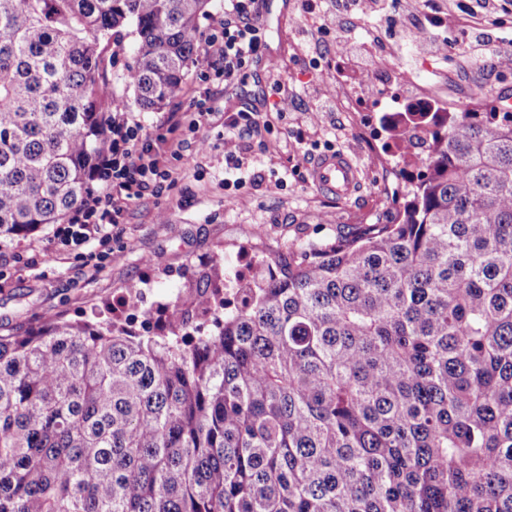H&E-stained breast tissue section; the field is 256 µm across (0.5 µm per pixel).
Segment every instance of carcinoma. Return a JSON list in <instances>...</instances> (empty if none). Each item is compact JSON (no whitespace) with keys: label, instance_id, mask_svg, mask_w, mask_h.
<instances>
[{"label":"carcinoma","instance_id":"carcinoma-1","mask_svg":"<svg viewBox=\"0 0 512 512\" xmlns=\"http://www.w3.org/2000/svg\"><path fill=\"white\" fill-rule=\"evenodd\" d=\"M211 0H0V239L87 195L122 102L179 89ZM392 224L302 247L193 338L166 306L0 334V512H512V112H385ZM224 259L190 295L210 309Z\"/></svg>","mask_w":512,"mask_h":512}]
</instances>
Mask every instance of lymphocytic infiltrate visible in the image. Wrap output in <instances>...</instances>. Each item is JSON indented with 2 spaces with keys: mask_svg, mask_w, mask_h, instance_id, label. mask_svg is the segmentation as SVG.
Instances as JSON below:
<instances>
[{
  "mask_svg": "<svg viewBox=\"0 0 512 512\" xmlns=\"http://www.w3.org/2000/svg\"><path fill=\"white\" fill-rule=\"evenodd\" d=\"M264 39L259 0H224V21L207 38L213 54L223 61L214 71L215 78L228 86L245 81ZM258 125L255 114L244 110L226 116L225 162L241 168V139ZM108 128L111 136L97 156L90 191L67 223L57 225L53 232L58 244L75 251L83 250L90 241L103 244L110 239V225L119 223L123 215L122 207L111 202L112 190L125 191L130 198L147 192L158 195L172 177L162 161L161 150L168 143L165 135L152 138L144 134L141 123L121 108L109 116Z\"/></svg>",
  "mask_w": 512,
  "mask_h": 512,
  "instance_id": "lymphocytic-infiltrate-1",
  "label": "lymphocytic infiltrate"
}]
</instances>
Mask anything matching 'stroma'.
<instances>
[{"mask_svg": "<svg viewBox=\"0 0 512 512\" xmlns=\"http://www.w3.org/2000/svg\"><path fill=\"white\" fill-rule=\"evenodd\" d=\"M337 2L324 0L310 12L305 0H281L266 24L264 49L277 55L282 77L295 91V105L284 114L274 110L267 86L250 82L228 95L222 81L205 80L218 62L205 41L181 89L161 110L142 111L126 86L135 61L132 28L114 30L107 49L112 91L147 133L172 128L179 143L176 155L166 159L172 180L162 195L124 201V221L112 228V260L99 268L61 247L46 260L45 249L53 243L49 225L1 243L0 334L38 327L49 313L81 321L111 312L132 283L143 289L141 311H155L180 295L217 254L228 274L245 255L287 267L300 245L332 243L337 233L393 215L392 193L400 179L393 169L396 146L379 125L382 113L399 111L409 101L445 103L457 112H482L501 100L512 105V64L472 58L467 48L468 27L480 22L512 54V0H499L491 15L481 0H384L391 15L445 17V25L429 30L447 42L444 57L392 38L388 23L377 17L347 20ZM351 42L372 56L374 95L361 91L358 64L343 50ZM330 87L336 91L335 111H315L318 94ZM201 98L210 110L203 150L188 129ZM228 104L257 111L261 122L244 153L246 184L231 192L222 184ZM299 137L307 153L296 152ZM329 149L347 154L360 169L361 184L350 198L321 194L312 184V162Z\"/></svg>", "mask_w": 512, "mask_h": 512, "instance_id": "stroma-1", "label": "stroma"}]
</instances>
